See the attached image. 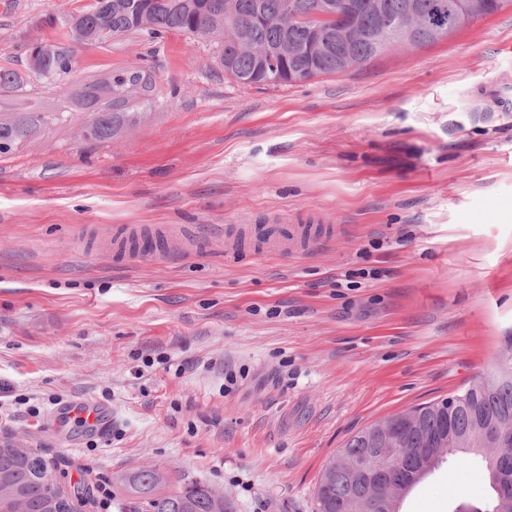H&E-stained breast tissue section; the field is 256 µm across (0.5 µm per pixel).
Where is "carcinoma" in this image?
<instances>
[{
	"label": "carcinoma",
	"mask_w": 512,
	"mask_h": 512,
	"mask_svg": "<svg viewBox=\"0 0 512 512\" xmlns=\"http://www.w3.org/2000/svg\"><path fill=\"white\" fill-rule=\"evenodd\" d=\"M147 10L146 28L130 19L133 2ZM81 21V28L66 25L64 42H54L55 54L50 71L42 75L55 81L70 74L75 67L76 47L99 46L132 33L161 38L166 33L202 36L216 26L224 28V42L219 44V64L250 85L288 83V75H259L256 56L242 48L237 40L245 34L256 49L276 48L283 44L302 47L308 43L307 31L287 20L286 6L295 5L301 15H310L327 0H99ZM363 8L356 17L361 36L345 42L336 36L317 47L313 53L300 52L285 57L283 69L310 75L335 74L360 66L377 57L395 42L387 35L397 26H405L409 10L422 17L448 12V0H361ZM24 75L13 69H0V89L18 90ZM152 89L150 76L133 79L124 73L96 78L77 86L71 93L78 107H98L90 126L95 140L112 138L119 128L133 125L137 112H120L129 98ZM60 112H25L0 120V154L26 140L34 132L61 119ZM505 350L493 357L479 378L456 395L454 405L437 401L415 406L391 415L356 432L326 465L316 491L317 512H400L405 494L447 454L466 457L478 455L484 462L482 478L493 492L491 503L482 508L469 505L470 512H512V335L504 337ZM401 432L405 445L418 452L412 469L393 462L387 481L394 489L385 492L366 487L375 478L357 477L349 464L375 451L378 458L386 448L376 446L382 429ZM500 429L509 433V441L498 447L489 445V433ZM160 477L154 469L136 472L128 479L129 506L123 512H233L224 493L210 484L182 478V485L172 492H160ZM78 497L54 479L46 460L30 448L10 441L0 443V512H79Z\"/></svg>",
	"instance_id": "cac0c4a2"
}]
</instances>
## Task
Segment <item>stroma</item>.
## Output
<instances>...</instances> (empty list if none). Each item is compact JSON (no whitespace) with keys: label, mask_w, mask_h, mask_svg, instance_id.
I'll return each instance as SVG.
<instances>
[{"label":"stroma","mask_w":512,"mask_h":512,"mask_svg":"<svg viewBox=\"0 0 512 512\" xmlns=\"http://www.w3.org/2000/svg\"><path fill=\"white\" fill-rule=\"evenodd\" d=\"M85 0H0V68ZM512 0L446 39L293 85L244 86L213 41L131 34L28 76L0 118L64 119L0 154V441L39 449L120 512L157 470L223 489L235 512H316L329 460L361 428L471 385L512 333ZM140 70L142 120L90 141L69 91ZM341 230L299 254L224 248V228ZM174 233L116 250L129 225ZM237 382L225 389L224 374ZM29 399L37 415L16 406ZM108 405L100 436L57 419ZM483 463L447 457L402 512L487 501ZM112 493L100 506L99 484Z\"/></svg>","instance_id":"35a3bbf8"}]
</instances>
